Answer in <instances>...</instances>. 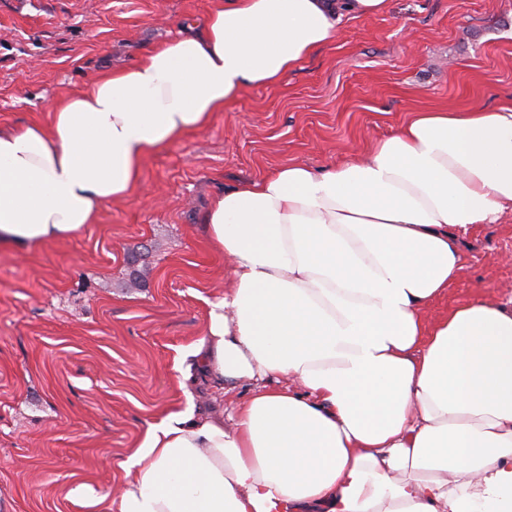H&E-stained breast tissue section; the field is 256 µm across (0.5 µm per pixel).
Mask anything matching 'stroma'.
Wrapping results in <instances>:
<instances>
[{
  "mask_svg": "<svg viewBox=\"0 0 512 512\" xmlns=\"http://www.w3.org/2000/svg\"><path fill=\"white\" fill-rule=\"evenodd\" d=\"M212 0H0V129L50 119L53 101L133 65ZM512 103V0H391L276 84L248 87L210 125L149 154L141 185L97 223L0 248V512H88L118 497L147 423L186 400L174 357L201 334L203 297L230 262L201 222L224 188L296 161L365 157L414 113ZM149 243L142 288L128 250ZM464 268L425 308L501 299L512 215L473 225Z\"/></svg>",
  "mask_w": 512,
  "mask_h": 512,
  "instance_id": "obj_1",
  "label": "stroma"
}]
</instances>
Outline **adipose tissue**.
I'll use <instances>...</instances> for the list:
<instances>
[{
    "mask_svg": "<svg viewBox=\"0 0 512 512\" xmlns=\"http://www.w3.org/2000/svg\"><path fill=\"white\" fill-rule=\"evenodd\" d=\"M390 0H213L134 65L0 129V246L71 237L146 155L275 84ZM512 211V104L415 113L361 161L291 162L203 215L232 286L176 358L246 380L229 413L149 423L94 512H512V296L422 312L474 224Z\"/></svg>",
    "mask_w": 512,
    "mask_h": 512,
    "instance_id": "ef3b65f1",
    "label": "adipose tissue"
}]
</instances>
